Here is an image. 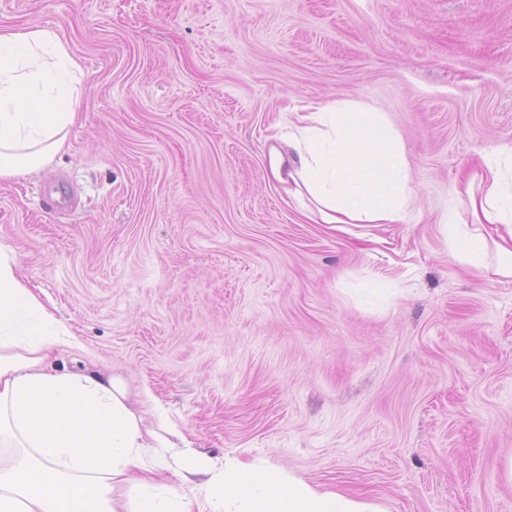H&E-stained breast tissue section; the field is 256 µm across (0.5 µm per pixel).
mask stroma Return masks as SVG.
<instances>
[{
	"mask_svg": "<svg viewBox=\"0 0 512 512\" xmlns=\"http://www.w3.org/2000/svg\"><path fill=\"white\" fill-rule=\"evenodd\" d=\"M82 66L43 172L0 181V245L74 336L215 469H279L387 512H512V280L441 230L512 143V0H0ZM382 112L398 224L307 217L271 174L296 113Z\"/></svg>",
	"mask_w": 512,
	"mask_h": 512,
	"instance_id": "1",
	"label": "stroma"
}]
</instances>
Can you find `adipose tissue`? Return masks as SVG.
Instances as JSON below:
<instances>
[{
    "instance_id": "1",
    "label": "adipose tissue",
    "mask_w": 512,
    "mask_h": 512,
    "mask_svg": "<svg viewBox=\"0 0 512 512\" xmlns=\"http://www.w3.org/2000/svg\"><path fill=\"white\" fill-rule=\"evenodd\" d=\"M81 66L51 30L0 27V181L50 165L80 106ZM274 179L324 223L395 224L415 190L404 144L373 108L337 102L297 115ZM467 218L445 227L460 264L512 279V143L482 152L467 179ZM493 236H486V227ZM70 331L0 251V512H195L198 499L235 512H384L342 492L238 460L213 472L189 455L182 471L205 475L201 498L145 466L140 418L114 379L61 371L53 352Z\"/></svg>"
}]
</instances>
